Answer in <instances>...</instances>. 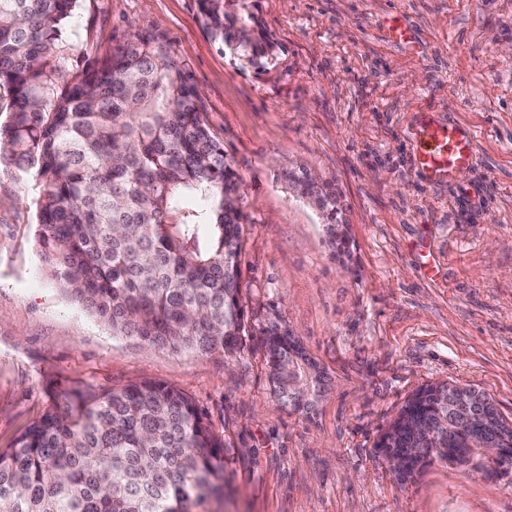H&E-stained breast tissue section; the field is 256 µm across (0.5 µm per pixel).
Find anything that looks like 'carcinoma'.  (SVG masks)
<instances>
[{
	"mask_svg": "<svg viewBox=\"0 0 512 512\" xmlns=\"http://www.w3.org/2000/svg\"><path fill=\"white\" fill-rule=\"evenodd\" d=\"M79 0H0V164L39 185L37 243L60 289L114 336L173 351L231 355L245 335L240 298L241 179L199 109L187 67L155 34L135 33L95 70L71 74L63 32ZM212 38L257 70L276 44L247 0H198ZM285 177L322 202L332 241L346 245L339 195L306 171ZM270 379L297 411L323 374L288 331L267 330ZM448 386L420 389L376 448L414 470L419 428L448 459L473 434L512 449V424L449 414ZM224 441L182 392L142 382L73 390L0 448V512H207L224 498Z\"/></svg>",
	"mask_w": 512,
	"mask_h": 512,
	"instance_id": "1",
	"label": "carcinoma"
}]
</instances>
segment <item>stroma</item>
I'll use <instances>...</instances> for the list:
<instances>
[{
    "label": "stroma",
    "instance_id": "stroma-1",
    "mask_svg": "<svg viewBox=\"0 0 512 512\" xmlns=\"http://www.w3.org/2000/svg\"><path fill=\"white\" fill-rule=\"evenodd\" d=\"M275 67H241L197 0H79L66 30L78 71L131 34L158 32L191 72L199 108L241 177L240 292L248 330L230 356L149 347L110 328L44 273L38 191L0 167V448L70 388L159 382L224 441L219 512H512V476L438 460L400 478L376 442L406 399L450 381L512 420V0H251ZM401 15L418 53L392 41ZM476 135L456 182L419 177L424 113ZM335 185L349 256L290 186ZM439 260L424 278L416 257ZM297 336L326 377L308 412L284 407L266 332Z\"/></svg>",
    "mask_w": 512,
    "mask_h": 512
}]
</instances>
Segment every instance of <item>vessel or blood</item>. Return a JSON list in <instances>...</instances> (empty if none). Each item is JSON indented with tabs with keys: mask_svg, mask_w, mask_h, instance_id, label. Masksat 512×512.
Instances as JSON below:
<instances>
[{
	"mask_svg": "<svg viewBox=\"0 0 512 512\" xmlns=\"http://www.w3.org/2000/svg\"><path fill=\"white\" fill-rule=\"evenodd\" d=\"M412 140L418 172L428 182L457 181L473 164L475 140L463 125L442 124L425 115L417 123Z\"/></svg>",
	"mask_w": 512,
	"mask_h": 512,
	"instance_id": "b4317fda",
	"label": "vessel or blood"
}]
</instances>
